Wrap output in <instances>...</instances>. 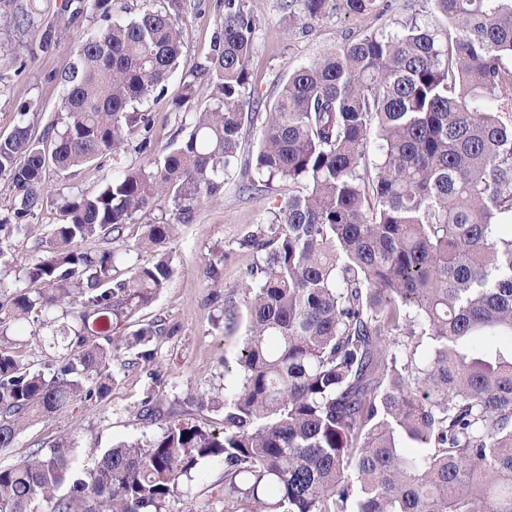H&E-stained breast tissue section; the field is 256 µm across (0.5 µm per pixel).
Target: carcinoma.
Instances as JSON below:
<instances>
[{"mask_svg":"<svg viewBox=\"0 0 512 512\" xmlns=\"http://www.w3.org/2000/svg\"><path fill=\"white\" fill-rule=\"evenodd\" d=\"M376 0H288L304 29L329 12L367 15ZM438 33L416 18L390 33L347 40L295 70L263 127L247 183L301 188L254 225L241 246L256 255L244 282L248 334L240 384L224 394L222 427L170 422L149 440L107 450L73 478L68 447L36 448L0 466V512H167L201 461L224 463L213 487L225 512H512V0H434ZM180 0L119 21L112 0H64L73 21L100 25L72 46L76 62L60 121L31 138L17 107L0 137V179L14 221L0 243L29 234L45 204L46 174L125 151L152 152L142 105L165 90L181 52ZM47 0H0V21L24 36ZM258 20L224 0L213 53L176 105L196 100L180 146L138 168L117 167L100 190L57 192L64 223L49 255L28 271L35 292L0 290V330L32 313L78 305L80 326L58 330L70 353L32 372L0 346V448L27 423L107 389L87 387L111 352L151 362L162 318L129 336L118 323L167 287V260L112 278L115 253L78 243L114 240L156 196L188 219L240 162ZM14 49L24 69L35 50ZM176 225L150 227L164 242ZM407 440L420 451L403 452ZM72 482L69 495L57 496Z\"/></svg>","mask_w":512,"mask_h":512,"instance_id":"obj_1","label":"carcinoma"}]
</instances>
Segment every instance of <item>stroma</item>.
Returning <instances> with one entry per match:
<instances>
[{"label":"stroma","instance_id":"stroma-1","mask_svg":"<svg viewBox=\"0 0 512 512\" xmlns=\"http://www.w3.org/2000/svg\"><path fill=\"white\" fill-rule=\"evenodd\" d=\"M181 3L178 25L182 48L177 70L165 91L153 93L144 104L152 117L150 134L160 149L175 147L193 122V112L176 110L175 99L181 91L182 78L198 70L211 55L223 16L221 0H181ZM245 4L259 20L250 64L259 101L254 106V119L243 128L244 154L248 157L257 150L266 112L297 67L345 40L371 31L392 30L409 16L435 31L446 26L433 0H376V8L370 15L336 12L324 16L307 33L300 26L289 25L283 0H245ZM61 9L62 0H51L47 16L48 22L57 26L59 48L38 54L18 76L12 73L11 53H0V71L12 73L7 86L0 88V136L12 130L16 109L24 102L36 103L34 114L29 117L31 133L36 139L42 138L49 122L61 111L65 94L61 77L74 62L71 47L97 25L96 20L87 17L67 23ZM145 161V155L130 145L118 159L103 158L64 176L50 172L46 181L49 188L61 185L74 195L94 192L111 178L113 166L136 168ZM289 192L284 183L274 185L267 192L248 191L236 175L225 181L220 195L198 206L188 222H180L172 203L160 197L150 207L137 212L126 225L122 238L111 245L99 240L82 243L85 251L107 246L116 253L112 275L118 280L128 278L134 267L156 262L163 256L170 258L173 275L167 288L150 306L139 309L122 323L120 332L131 334L158 316L164 317L174 332L154 338L151 347L155 359L150 364L132 367L127 352L115 353L100 368L99 376L108 384L104 394L76 401L54 415L26 424L13 448L0 453V466L23 460L32 449L63 442L68 444L72 466L80 474L112 445L159 435L167 420L182 419L210 428L220 426L224 418V394L239 383L237 358L248 329L243 315L234 325H227L224 304L231 301L243 305L244 273L256 261L255 255L242 248L240 241ZM61 221L59 209L53 203H45L32 219L33 236L15 237L0 245L12 260L9 267L0 269V284L6 291L36 290L37 285L28 279L27 272L46 255L36 242L48 239L52 227ZM161 222L176 224L175 235L156 245L146 243L150 225ZM31 329L27 323L11 331L12 347L30 369H43L45 363L66 355L63 343H52L45 335H32ZM202 395L208 398V405H198L197 399ZM148 397L153 398L161 411L160 418L150 423L139 416ZM223 477L221 460L203 461L186 486V498L172 499L168 512H183L188 504L195 512H224L223 500L211 491Z\"/></svg>","mask_w":512,"mask_h":512}]
</instances>
